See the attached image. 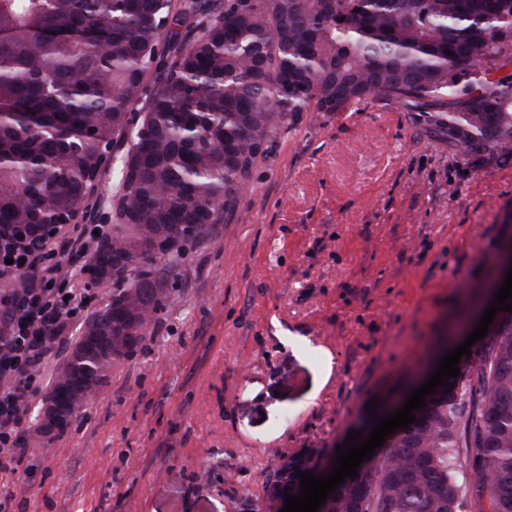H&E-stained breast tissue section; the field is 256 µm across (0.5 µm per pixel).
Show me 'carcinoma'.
Wrapping results in <instances>:
<instances>
[{"label": "carcinoma", "mask_w": 512, "mask_h": 512, "mask_svg": "<svg viewBox=\"0 0 512 512\" xmlns=\"http://www.w3.org/2000/svg\"><path fill=\"white\" fill-rule=\"evenodd\" d=\"M508 66L512 0H0V238L78 223L112 170L115 229L97 250L119 258L112 299L75 342L112 337L103 386L143 311L163 307L185 245L235 211L297 113L393 101L462 155L505 160ZM177 237L158 267L150 245ZM449 382L320 512H512V313ZM322 457H285L269 509Z\"/></svg>", "instance_id": "carcinoma-1"}]
</instances>
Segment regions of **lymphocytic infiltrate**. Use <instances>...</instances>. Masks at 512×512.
<instances>
[{"instance_id":"f902f5d3","label":"lymphocytic infiltrate","mask_w":512,"mask_h":512,"mask_svg":"<svg viewBox=\"0 0 512 512\" xmlns=\"http://www.w3.org/2000/svg\"><path fill=\"white\" fill-rule=\"evenodd\" d=\"M90 244L78 237L50 234L26 244L24 268L37 271L0 314V470L13 469L28 453L19 428L33 394L32 382L60 352L62 335L80 316L84 293L73 262ZM61 261H51L54 253Z\"/></svg>"}]
</instances>
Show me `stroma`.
<instances>
[{"instance_id": "1", "label": "stroma", "mask_w": 512, "mask_h": 512, "mask_svg": "<svg viewBox=\"0 0 512 512\" xmlns=\"http://www.w3.org/2000/svg\"><path fill=\"white\" fill-rule=\"evenodd\" d=\"M473 165L391 101L299 114L67 431L35 436L58 362L36 379L20 427L39 443L0 472L15 512H266L283 457L334 458L370 400L462 343L512 246V159ZM88 264L66 351L112 297Z\"/></svg>"}]
</instances>
